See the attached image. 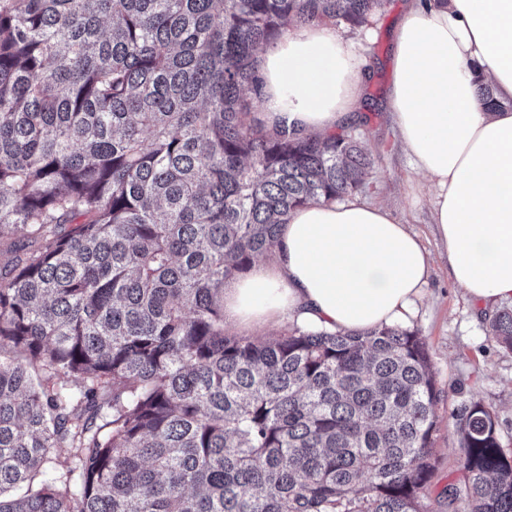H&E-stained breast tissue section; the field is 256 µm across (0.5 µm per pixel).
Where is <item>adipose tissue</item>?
Here are the masks:
<instances>
[{
  "mask_svg": "<svg viewBox=\"0 0 512 512\" xmlns=\"http://www.w3.org/2000/svg\"><path fill=\"white\" fill-rule=\"evenodd\" d=\"M389 108L453 282L481 313L512 304V109L485 111L480 81L512 100V0H409L395 31ZM258 119L324 134L362 107L352 42L313 23L259 55ZM431 271L420 237L381 205L311 202L289 213L272 257L224 284L239 332L292 321L333 332L408 322Z\"/></svg>",
  "mask_w": 512,
  "mask_h": 512,
  "instance_id": "obj_1",
  "label": "adipose tissue"
}]
</instances>
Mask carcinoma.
<instances>
[{
  "instance_id": "obj_1",
  "label": "carcinoma",
  "mask_w": 512,
  "mask_h": 512,
  "mask_svg": "<svg viewBox=\"0 0 512 512\" xmlns=\"http://www.w3.org/2000/svg\"><path fill=\"white\" fill-rule=\"evenodd\" d=\"M382 5L0 0V512H428L440 391L416 331L224 330V282L372 167L365 115L305 137L253 117L259 53ZM489 334L512 351L511 308ZM450 417L447 512H512L494 413Z\"/></svg>"
}]
</instances>
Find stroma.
Here are the masks:
<instances>
[{
    "label": "stroma",
    "mask_w": 512,
    "mask_h": 512,
    "mask_svg": "<svg viewBox=\"0 0 512 512\" xmlns=\"http://www.w3.org/2000/svg\"><path fill=\"white\" fill-rule=\"evenodd\" d=\"M406 0H385L371 25L359 30L338 27L352 41L363 70L365 93L374 100L361 142L373 165L358 200L384 205L401 223L417 233L431 257V275L407 327L425 341L441 400L435 435L436 477L423 493L428 512H445L441 489L455 477L461 457L450 419L454 408L480 400L497 420L499 443L512 455V351L501 348L488 334V322L476 314L462 288L448 275L443 248L431 230V191L411 168L389 110L387 93L392 81L393 34Z\"/></svg>",
    "instance_id": "stroma-1"
}]
</instances>
